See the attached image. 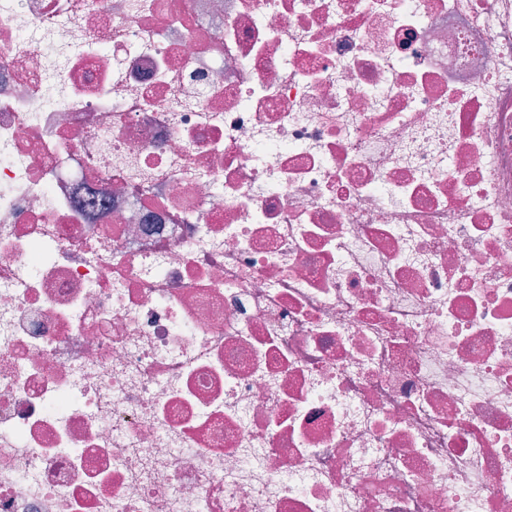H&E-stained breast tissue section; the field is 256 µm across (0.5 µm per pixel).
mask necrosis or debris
<instances>
[{
  "label": "necrosis or debris",
  "instance_id": "necrosis-or-debris-1",
  "mask_svg": "<svg viewBox=\"0 0 512 512\" xmlns=\"http://www.w3.org/2000/svg\"><path fill=\"white\" fill-rule=\"evenodd\" d=\"M0 512H512V0H0Z\"/></svg>",
  "mask_w": 512,
  "mask_h": 512
}]
</instances>
